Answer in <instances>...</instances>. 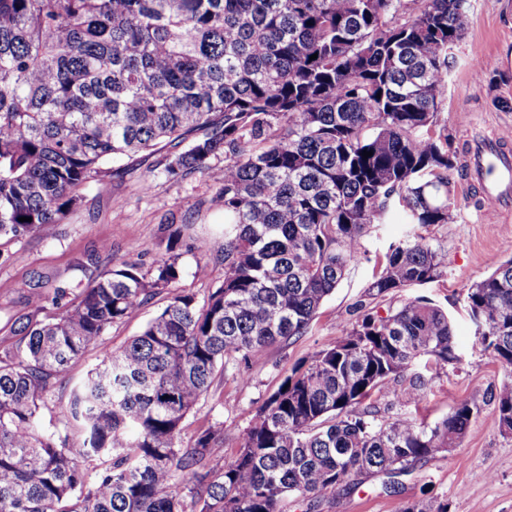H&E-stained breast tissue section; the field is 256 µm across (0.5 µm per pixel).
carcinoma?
Wrapping results in <instances>:
<instances>
[{
  "mask_svg": "<svg viewBox=\"0 0 512 512\" xmlns=\"http://www.w3.org/2000/svg\"><path fill=\"white\" fill-rule=\"evenodd\" d=\"M471 0H0V238L61 223L106 167L169 149L224 210V281L179 292L103 355L45 427L54 383L116 323L179 278L154 247L53 321L32 311L0 351V512H286L361 473L399 475L459 441L473 408L387 418L410 375L462 360L452 318L424 297L371 310L284 377L239 454L223 425L178 445L217 375L303 336L394 209L412 226L377 262L384 298L445 274L429 229L456 219L459 170L440 107ZM317 55L312 60L310 56ZM373 152L363 158V152ZM224 156V166L212 160ZM32 221H18V218ZM483 349L508 376L496 420L512 433V251L466 290ZM402 512H448L415 502Z\"/></svg>",
  "mask_w": 512,
  "mask_h": 512,
  "instance_id": "carcinoma-1",
  "label": "carcinoma"
}]
</instances>
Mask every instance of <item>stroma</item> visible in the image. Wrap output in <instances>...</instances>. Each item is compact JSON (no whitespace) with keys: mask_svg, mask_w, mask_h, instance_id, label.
<instances>
[{"mask_svg":"<svg viewBox=\"0 0 512 512\" xmlns=\"http://www.w3.org/2000/svg\"><path fill=\"white\" fill-rule=\"evenodd\" d=\"M455 57L441 117L463 158L475 140H492L512 129V110L493 104L497 98L512 101V0H472L468 28ZM477 62L490 66L480 78L473 72ZM167 156L164 150L142 155L113 176L108 192L92 185L81 188L78 204L63 223L45 225L19 240L0 239V345L5 347L12 341L14 319L27 310L29 292L49 294L63 286L69 290L65 303L74 302L88 283L122 263L150 266L146 246L165 247L172 227L182 230L176 249L179 279L138 315L112 326L98 347L88 350L68 377L54 385L46 395L44 420H52L57 408L67 403L72 387L99 363L102 350L119 349L137 336L171 294L185 291L202 298L224 280V212L211 203L215 188L197 175L168 177ZM482 188L480 175L467 166L453 179L457 218L432 229L447 257L443 279L384 298L369 294L375 264L388 244L408 230L404 224L371 228L362 239L363 261L351 267L326 298L308 333L252 359L247 380L230 370L218 376L207 398L184 420L180 443L190 445L201 428L220 423L223 454L233 458L257 408L301 359L332 345L355 322L358 306L384 313L422 296L451 316L463 360L435 373L422 403H415L408 381L397 383L400 399L389 413H416L435 422L454 405L468 402L477 405L478 414L455 447L417 462L399 477L394 492H386L384 475H359L336 496L320 499L308 510L292 504L288 512H402L427 491L447 501L448 512H512V434L499 431L493 401L504 370L476 341L465 303L467 288L495 269L503 243L512 240V212L489 199L474 206L473 195ZM78 260L83 270H73ZM200 262L209 268L207 277L195 274Z\"/></svg>","mask_w":512,"mask_h":512,"instance_id":"35a3bbf8","label":"stroma"}]
</instances>
